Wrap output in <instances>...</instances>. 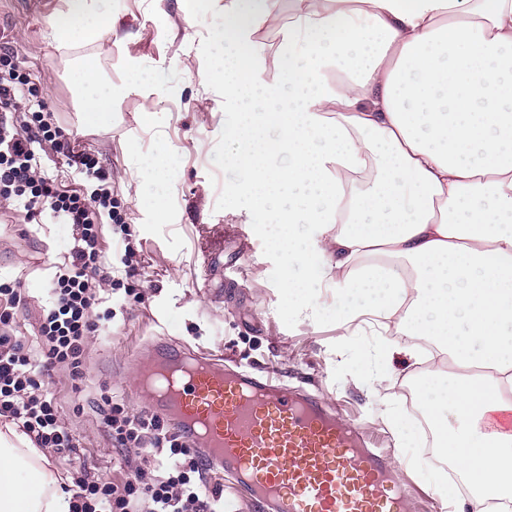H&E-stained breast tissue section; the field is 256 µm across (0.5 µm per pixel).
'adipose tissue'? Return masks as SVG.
<instances>
[{"mask_svg": "<svg viewBox=\"0 0 512 512\" xmlns=\"http://www.w3.org/2000/svg\"><path fill=\"white\" fill-rule=\"evenodd\" d=\"M275 2L226 0L216 36L208 78L246 174L232 197L282 253L293 314L321 309L294 274L308 268L337 325L373 322L380 365L424 342L451 354L457 371H427L415 398L468 491L428 486L450 512H512V432L487 422L512 409V0H288L271 73L256 35ZM107 3L61 0L54 36L103 39ZM121 98L83 62L87 118ZM391 326L411 344L384 342ZM72 497L26 434L0 432V512H71Z\"/></svg>", "mask_w": 512, "mask_h": 512, "instance_id": "adipose-tissue-1", "label": "adipose tissue"}]
</instances>
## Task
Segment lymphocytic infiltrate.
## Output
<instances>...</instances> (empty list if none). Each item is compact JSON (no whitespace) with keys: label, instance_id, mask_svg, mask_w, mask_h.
Segmentation results:
<instances>
[{"label":"lymphocytic infiltrate","instance_id":"f902f5d3","mask_svg":"<svg viewBox=\"0 0 512 512\" xmlns=\"http://www.w3.org/2000/svg\"><path fill=\"white\" fill-rule=\"evenodd\" d=\"M23 81L0 75V194L18 197L29 218L44 215L76 231L70 256L47 292L33 337L18 332V316L31 297L21 282H0V417L17 425L35 447L50 449L68 461L79 453L76 437L65 427L55 397V372L68 369L83 380L87 338L112 326L111 311L95 313L97 277L105 270L98 221L112 209V194L102 185L94 157L81 155V173L94 183L92 197L61 189L38 175L35 143L51 137L43 123L38 133L19 131L7 114L14 109ZM101 425L122 460L141 457L142 465L124 481L84 468L75 480L72 512H225L222 491L211 488V473L200 452L174 426L148 410L125 411L121 395L101 394ZM160 467L159 479L146 481L148 468Z\"/></svg>","mask_w":512,"mask_h":512}]
</instances>
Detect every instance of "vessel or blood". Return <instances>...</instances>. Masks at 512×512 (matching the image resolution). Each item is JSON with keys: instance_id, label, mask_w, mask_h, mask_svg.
Returning <instances> with one entry per match:
<instances>
[{"instance_id": "b4317fda", "label": "vessel or blood", "mask_w": 512, "mask_h": 512, "mask_svg": "<svg viewBox=\"0 0 512 512\" xmlns=\"http://www.w3.org/2000/svg\"><path fill=\"white\" fill-rule=\"evenodd\" d=\"M151 362L175 374L147 406L263 512H408L389 459L317 395L168 342L156 343Z\"/></svg>"}]
</instances>
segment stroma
<instances>
[{
	"instance_id": "obj_1",
	"label": "stroma",
	"mask_w": 512,
	"mask_h": 512,
	"mask_svg": "<svg viewBox=\"0 0 512 512\" xmlns=\"http://www.w3.org/2000/svg\"><path fill=\"white\" fill-rule=\"evenodd\" d=\"M60 0L29 10L27 0H0V72L25 75L23 113L52 114L74 154L98 159L121 221L101 219L104 251L128 240L130 272L118 282L97 281L104 307L114 313L111 336L87 341L86 387L76 391L67 369L56 374L61 416L85 448L90 464L115 481L112 447L98 422L100 389L123 391L130 412L143 404L133 391L156 336H170L192 350L229 356L255 370L274 368L282 384L321 396L343 418L362 427L389 452L398 442L382 421V397L374 391L380 368L364 352L368 337L350 336L329 315L290 313L281 302L282 259L257 230L253 216L235 207L231 186L245 174L231 166L224 126L225 88L206 80L215 64L212 40L224 24L210 0H112L111 40H53L51 21ZM96 61L115 86L120 105L94 122L80 110L79 65ZM162 74L157 89L153 74ZM151 111L150 122L141 114ZM167 152L162 184L141 175L147 160ZM164 194L169 214L153 216V197ZM224 241L225 261L237 262L234 282L210 262L207 244ZM73 227L30 222L14 199L0 197V279L20 278L41 297L68 258ZM421 442L412 439L394 474L420 507L438 504L426 488L428 467Z\"/></svg>"
}]
</instances>
